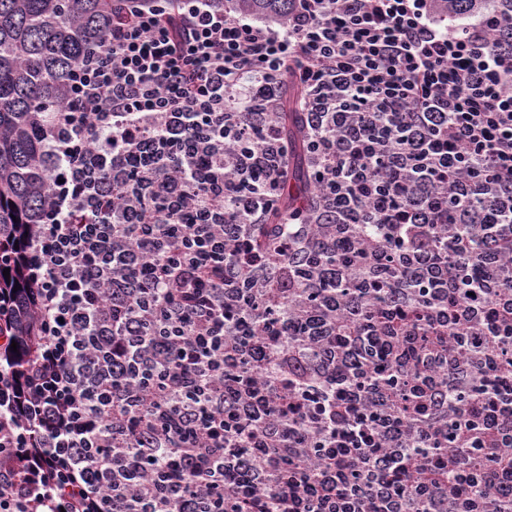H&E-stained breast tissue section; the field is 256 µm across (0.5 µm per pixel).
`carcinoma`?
Segmentation results:
<instances>
[{
    "mask_svg": "<svg viewBox=\"0 0 512 512\" xmlns=\"http://www.w3.org/2000/svg\"><path fill=\"white\" fill-rule=\"evenodd\" d=\"M112 23V0H0V255L11 257L15 243L31 245L27 231L48 222L47 199L54 154L48 148L52 126L62 117L66 78L91 48H103ZM292 152L303 155L302 112L281 113ZM284 209L305 210L311 170L299 159L282 181ZM34 274H23L27 291L16 308L11 334L23 353L12 358L30 365L48 348L41 323L32 319L37 291Z\"/></svg>",
    "mask_w": 512,
    "mask_h": 512,
    "instance_id": "obj_1",
    "label": "carcinoma"
}]
</instances>
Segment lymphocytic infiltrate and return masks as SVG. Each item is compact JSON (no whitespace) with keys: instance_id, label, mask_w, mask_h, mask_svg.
Returning a JSON list of instances; mask_svg holds the SVG:
<instances>
[{"instance_id":"1","label":"lymphocytic infiltrate","mask_w":512,"mask_h":512,"mask_svg":"<svg viewBox=\"0 0 512 512\" xmlns=\"http://www.w3.org/2000/svg\"><path fill=\"white\" fill-rule=\"evenodd\" d=\"M502 2L112 0L34 228L49 347L0 365V512H264L274 490L288 512H493L512 485ZM287 75L315 186L275 228Z\"/></svg>"}]
</instances>
